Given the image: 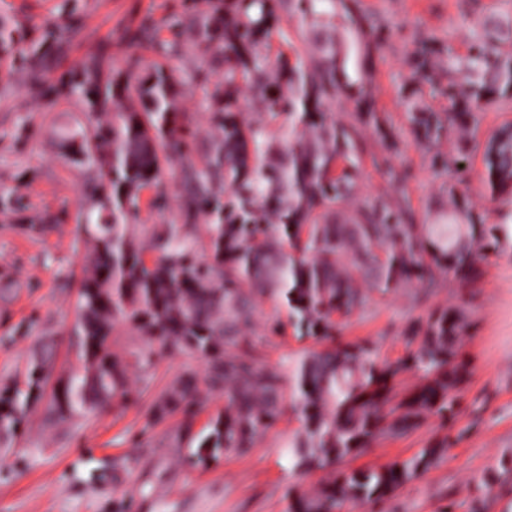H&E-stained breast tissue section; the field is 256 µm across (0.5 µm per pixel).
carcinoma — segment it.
<instances>
[{"label": "carcinoma", "mask_w": 512, "mask_h": 512, "mask_svg": "<svg viewBox=\"0 0 512 512\" xmlns=\"http://www.w3.org/2000/svg\"><path fill=\"white\" fill-rule=\"evenodd\" d=\"M68 2L37 40L0 20V58L24 72L36 94L75 99L92 120L67 132L76 161L95 169L98 181L90 206L77 215L80 240L91 248L90 272L78 284L76 366L51 390L50 419L83 417L128 397L129 364L112 353V332L121 323L146 340L135 354L143 368L155 343L204 363V376L178 375L148 413L150 425L183 414L170 446L189 449L194 465L246 453L290 405L299 422L288 440L293 470L328 468L330 474L313 493L289 491L287 512L371 504L438 464L446 440L403 461L342 468L379 437L416 429L428 413L455 416L467 378L455 363L465 312L446 309L415 321L404 332L415 348L384 365L370 345L339 342L334 315L363 310L369 290L383 297L397 288L431 293L448 277L470 282L488 251L512 244V225L487 223L468 196L463 164L482 151L490 195H512V142L490 156L480 149L477 121V113L512 95V29L494 15L484 17L465 55L450 49L443 56L445 85L435 78L440 41L428 36L415 44L414 80L448 100L447 111L431 112L416 96L408 98L409 132L443 178V202L416 224L406 196L359 195L364 147L358 128L328 112L340 97L356 99L358 122L384 141L386 156L374 163L385 165L399 154L401 140L370 108L368 85L346 70L351 48L370 54L384 42L385 27L365 29L348 0H209L207 11L192 14L195 47L211 60L189 76L210 88V132L200 167L189 159L198 129L178 109L169 71L184 55L182 41L153 43L159 62L137 84L114 73L103 50L46 83L79 22ZM283 9L310 34V59H270L267 41ZM339 15L347 37L338 40L332 22ZM246 88L257 97L252 121L239 107ZM279 119L288 123L286 149L268 132ZM444 139L452 144L446 153L437 150ZM169 175L183 189L176 223H131L146 191L151 207L166 209ZM202 216L204 224L198 223ZM259 297L285 307L300 336L329 347L302 356L287 376L265 368L248 334ZM53 357L52 345L42 343L28 361L25 388L0 394L1 437L14 435L30 404L43 396ZM412 369L422 372L421 381L400 396L395 380ZM216 393L224 395V410L207 433H194L195 410Z\"/></svg>", "instance_id": "obj_1"}]
</instances>
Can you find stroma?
<instances>
[{"instance_id": "35a3bbf8", "label": "stroma", "mask_w": 512, "mask_h": 512, "mask_svg": "<svg viewBox=\"0 0 512 512\" xmlns=\"http://www.w3.org/2000/svg\"><path fill=\"white\" fill-rule=\"evenodd\" d=\"M182 0H78V32L56 72L72 67L87 52L108 47L115 71L128 57H138L139 77L153 70L151 44L129 42L124 31L144 20L156 36H180L186 56L175 62L180 83L179 107L200 130L208 128L209 96L188 83L200 62L191 29L174 25L183 15ZM61 0H0V13L20 20L30 38L57 16ZM357 10L383 23L388 35L382 47L364 61H349L348 72L370 86L374 111L402 133V151L389 166H374L384 153L373 128L359 129L364 143L365 195H406L416 217L439 195L441 180L429 155L407 134V99L414 89L410 56L420 35H437L442 45L465 53L473 39V18L492 13L512 23V0H357ZM74 102H52L30 93L14 77L0 93V390L23 385L27 360L43 341H54L57 355L52 381L66 377L74 360L71 341L78 319L77 286L85 247H74L79 188L86 166L68 157L59 141L61 129L80 121ZM407 172L398 184L392 171ZM50 217L46 232L29 231L30 218ZM471 284L447 280L427 296L398 289L372 296L367 307L342 318L340 339L370 341L378 361L395 362L408 352L407 325L435 311L466 310L469 328L458 353L467 363L469 380L457 415L450 420L428 414L402 437L373 441L348 459L351 468L381 466L408 458L428 443L447 439L442 461L404 484L394 496L343 512H470L484 502V512H512V479H501V461L512 459V247L489 254ZM286 312L268 299L259 301V323L282 321L278 336L260 348L267 368L289 371L313 348L286 326ZM203 372L202 362L188 355H165L145 369L129 368L131 397L84 418L54 425L46 421L44 403H36L11 446L0 447V512H285L289 490L311 492L326 471L296 475L288 459V440L299 423L292 409L262 433L246 454H227L205 467L184 463L187 449L167 447L166 438L181 414L147 426V414L164 387L185 370ZM118 457L135 459L136 467L116 470Z\"/></svg>"}]
</instances>
